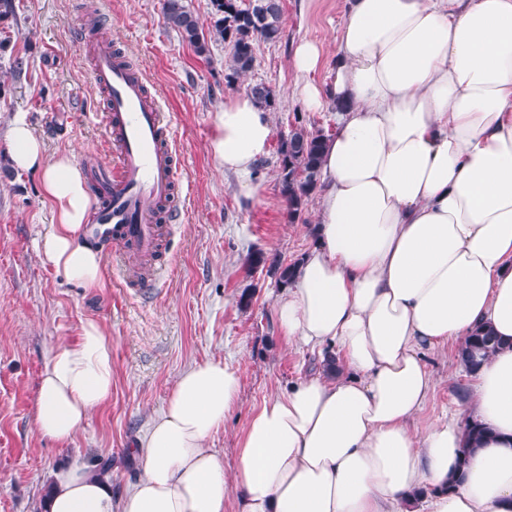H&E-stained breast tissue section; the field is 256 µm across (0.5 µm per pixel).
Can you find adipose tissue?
Returning a JSON list of instances; mask_svg holds the SVG:
<instances>
[{
    "instance_id": "adipose-tissue-1",
    "label": "adipose tissue",
    "mask_w": 512,
    "mask_h": 512,
    "mask_svg": "<svg viewBox=\"0 0 512 512\" xmlns=\"http://www.w3.org/2000/svg\"><path fill=\"white\" fill-rule=\"evenodd\" d=\"M332 85L309 81L317 44L294 51L295 93L308 111L337 110L324 148L316 243L274 306L289 344L344 368L264 399L226 475L206 446L239 394L220 362L182 371L134 455L138 483L73 462L58 470L48 512H512V0H349ZM273 127L249 95L225 99L209 151L220 173L257 196V163ZM11 158L39 174L56 221L43 262L85 288L105 285L83 227L90 200L68 155L47 158L23 119ZM486 327L501 347L472 374L464 404L415 432L435 381L425 350ZM112 396V340L86 322L55 347L40 381L37 432L68 443ZM489 435L460 463L465 425Z\"/></svg>"
}]
</instances>
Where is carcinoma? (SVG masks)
I'll return each instance as SVG.
<instances>
[{
	"label": "carcinoma",
	"instance_id": "carcinoma-1",
	"mask_svg": "<svg viewBox=\"0 0 512 512\" xmlns=\"http://www.w3.org/2000/svg\"><path fill=\"white\" fill-rule=\"evenodd\" d=\"M162 14L166 25L175 29L182 41L200 57L208 56L209 40L224 42L228 48L224 78L229 85L253 69L256 42H276L283 34L281 0H249L245 8L240 0H211L212 25L208 37L185 0H163ZM247 92L261 107L274 108L276 95L269 86L256 83L248 86ZM325 140L322 131H309L297 125L278 147L279 189L287 205L290 224L301 218L307 199L319 186ZM250 266L266 272L276 278L280 286L286 287L295 277L299 263L286 264L274 255L258 252L251 255ZM497 348L496 336L489 330H481L460 345L458 357L462 364L473 366L477 364V357H487Z\"/></svg>",
	"mask_w": 512,
	"mask_h": 512
}]
</instances>
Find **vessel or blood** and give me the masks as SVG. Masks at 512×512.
Here are the masks:
<instances>
[{"mask_svg": "<svg viewBox=\"0 0 512 512\" xmlns=\"http://www.w3.org/2000/svg\"><path fill=\"white\" fill-rule=\"evenodd\" d=\"M87 50L94 83L108 90L103 131L117 155L113 167L91 176L97 203L87 234L105 243L119 241L131 256L148 261L158 251L163 210L170 207L178 180L176 130L163 122L159 102L142 80L113 56L110 42H91Z\"/></svg>", "mask_w": 512, "mask_h": 512, "instance_id": "obj_1", "label": "vessel or blood"}]
</instances>
